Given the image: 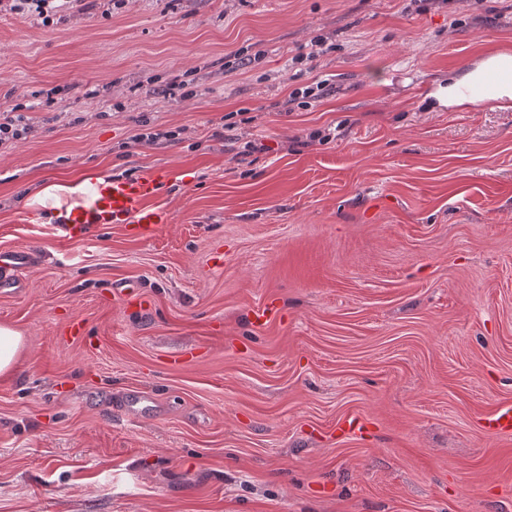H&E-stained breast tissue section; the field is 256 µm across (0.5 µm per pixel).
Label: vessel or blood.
Wrapping results in <instances>:
<instances>
[{
    "instance_id": "1",
    "label": "vessel or blood",
    "mask_w": 512,
    "mask_h": 512,
    "mask_svg": "<svg viewBox=\"0 0 512 512\" xmlns=\"http://www.w3.org/2000/svg\"><path fill=\"white\" fill-rule=\"evenodd\" d=\"M160 184L157 176L94 184L86 195L55 210L54 231L64 242L92 237L104 224H124L137 235L152 231L166 221L162 211L149 205ZM481 428L490 435L512 437V404L483 415Z\"/></svg>"
}]
</instances>
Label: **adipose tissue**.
<instances>
[{
    "instance_id": "adipose-tissue-1",
    "label": "adipose tissue",
    "mask_w": 512,
    "mask_h": 512,
    "mask_svg": "<svg viewBox=\"0 0 512 512\" xmlns=\"http://www.w3.org/2000/svg\"><path fill=\"white\" fill-rule=\"evenodd\" d=\"M512 109V47L488 50L466 67L449 72L421 100L429 112H472L485 102Z\"/></svg>"
}]
</instances>
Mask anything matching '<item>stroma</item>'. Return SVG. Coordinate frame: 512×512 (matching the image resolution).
Here are the masks:
<instances>
[{
  "mask_svg": "<svg viewBox=\"0 0 512 512\" xmlns=\"http://www.w3.org/2000/svg\"><path fill=\"white\" fill-rule=\"evenodd\" d=\"M317 35L334 49L301 71ZM505 42L512 0L0 11V108L34 128L0 145V253L34 257L0 288L24 338L0 512H512V437L478 421L512 404V110L421 105ZM184 73L194 96H166ZM144 124L182 134L134 144ZM317 129L335 136L293 144ZM125 172L162 178L150 238L65 244L29 203ZM351 416L367 436L337 435ZM326 85V81L323 80L314 82L311 85L293 88L285 102L288 107L285 111L294 112L296 108L307 109L311 105V101L315 102L325 96Z\"/></svg>",
  "mask_w": 512,
  "mask_h": 512,
  "instance_id": "1",
  "label": "stroma"
}]
</instances>
